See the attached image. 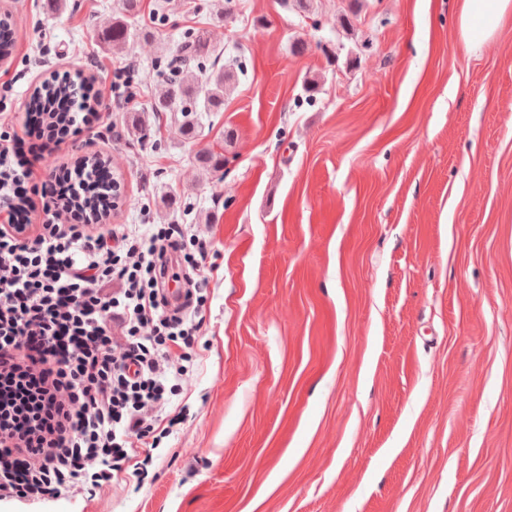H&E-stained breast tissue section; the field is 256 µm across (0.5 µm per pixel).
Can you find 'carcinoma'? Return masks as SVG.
<instances>
[{
	"label": "carcinoma",
	"mask_w": 512,
	"mask_h": 512,
	"mask_svg": "<svg viewBox=\"0 0 512 512\" xmlns=\"http://www.w3.org/2000/svg\"><path fill=\"white\" fill-rule=\"evenodd\" d=\"M14 47V31L8 20L0 19V59L10 57ZM213 53L214 49L208 47L200 36L191 32L184 33L178 54L170 62L171 78L168 80L167 89L155 102L152 111L173 112L178 106L185 116L190 112L187 99L195 95L201 87L205 88L211 108L218 110L224 106V93L231 84L230 75L222 69L209 73L202 65V59ZM76 94L81 95L83 106L90 111L100 105L92 79L79 74H53L33 89L26 111L32 115H42L64 127L69 122L68 104ZM99 162L100 159L94 155L80 161L86 180L83 193L76 198L75 205L84 210L102 209V190L92 177V170Z\"/></svg>",
	"instance_id": "obj_1"
}]
</instances>
